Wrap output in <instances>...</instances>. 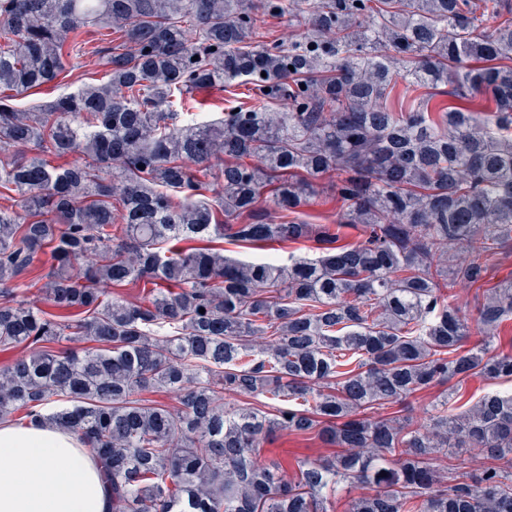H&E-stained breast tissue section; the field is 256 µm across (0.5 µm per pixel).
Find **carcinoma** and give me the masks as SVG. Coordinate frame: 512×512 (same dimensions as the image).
<instances>
[{
  "label": "carcinoma",
  "instance_id": "carcinoma-1",
  "mask_svg": "<svg viewBox=\"0 0 512 512\" xmlns=\"http://www.w3.org/2000/svg\"><path fill=\"white\" fill-rule=\"evenodd\" d=\"M286 16L304 41L258 39ZM83 30L111 35L99 82L15 109L8 92L85 55L75 38L63 51ZM506 60L509 0H0V353L37 345L0 365V423L24 409L72 432L112 512H331L354 485L369 492L346 512H512V393L464 409L447 389L404 414L455 378H512V353L464 348L512 319V280L488 285L512 250ZM241 82L249 107L179 124L185 93ZM448 85L454 101L429 111L424 91ZM217 151L229 162L197 180L188 163ZM324 178L353 244L299 219ZM228 231L318 256L227 257ZM142 280L149 304L112 295ZM451 282L483 300L468 310ZM166 391L178 406L146 398ZM280 432L339 451L290 476L262 455ZM449 448L492 463L444 468Z\"/></svg>",
  "mask_w": 512,
  "mask_h": 512
}]
</instances>
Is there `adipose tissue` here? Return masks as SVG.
Masks as SVG:
<instances>
[{
    "label": "adipose tissue",
    "instance_id": "obj_1",
    "mask_svg": "<svg viewBox=\"0 0 512 512\" xmlns=\"http://www.w3.org/2000/svg\"><path fill=\"white\" fill-rule=\"evenodd\" d=\"M102 468L73 434L0 424V512H109Z\"/></svg>",
    "mask_w": 512,
    "mask_h": 512
}]
</instances>
